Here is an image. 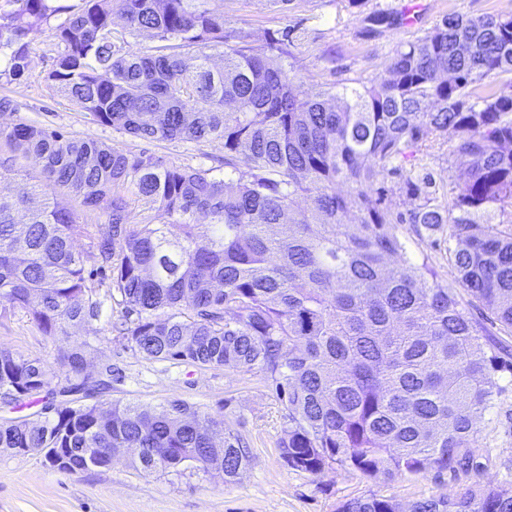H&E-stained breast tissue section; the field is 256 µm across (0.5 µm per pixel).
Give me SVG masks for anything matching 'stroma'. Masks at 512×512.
<instances>
[{"label":"stroma","mask_w":512,"mask_h":512,"mask_svg":"<svg viewBox=\"0 0 512 512\" xmlns=\"http://www.w3.org/2000/svg\"><path fill=\"white\" fill-rule=\"evenodd\" d=\"M231 27L256 35L297 26L291 48L292 75L305 85L330 86L344 79H370L381 73L397 45L416 40L447 14L468 17L512 15V0H291L280 9L273 0H215ZM378 9L407 13V25L367 32L365 17ZM61 16L50 18L30 45L29 70L15 80L0 74V98L13 108L0 112V125L25 122L67 136L91 138L113 148L163 158L193 167L219 165L221 143L146 142L97 122L55 88L46 75L63 49L56 36ZM111 311L97 327L101 362L113 369L104 402L159 405L180 398L224 417L225 428L245 441L250 464L235 482L222 474L190 466L165 474L135 471L126 457L107 467L68 473L52 467L44 454L0 453V512H336L349 499L371 495L400 507L446 493L512 486V373L490 412L476 422V445L464 468L429 471L390 481L333 466L312 474L287 465L279 443L284 435L283 407L263 374L231 367L201 368L188 363L143 359L111 333ZM70 342L44 336L23 312L0 318V348L54 363Z\"/></svg>","instance_id":"obj_1"}]
</instances>
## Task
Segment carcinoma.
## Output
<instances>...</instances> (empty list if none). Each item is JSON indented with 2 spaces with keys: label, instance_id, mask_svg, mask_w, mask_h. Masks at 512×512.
I'll return each mask as SVG.
<instances>
[{
  "label": "carcinoma",
  "instance_id": "carcinoma-1",
  "mask_svg": "<svg viewBox=\"0 0 512 512\" xmlns=\"http://www.w3.org/2000/svg\"><path fill=\"white\" fill-rule=\"evenodd\" d=\"M212 2L0 0V56L14 78L28 71L29 37L63 14L64 50L46 76L55 89L140 140L224 145V168H194L25 122L0 127V178L20 158L39 166L0 196V316L21 310L51 337L87 328L53 364L0 349V405L65 397L34 419L1 421L0 452H41L70 472L129 448L145 473L208 471L221 458L228 483L247 466L223 417L183 399L74 398L108 387L112 365L93 382L82 373L110 300L116 331L144 359L271 380L294 469L337 464L383 479L455 470L505 390L497 337L512 336V220L492 214L512 210V16L447 15L369 82L305 90L285 65L293 29L260 41L226 29ZM408 21L383 9L365 18L370 31ZM143 32L156 53L133 50ZM450 130L467 178L438 186L427 161ZM392 179L412 208L384 206ZM59 191L103 212L108 231L55 202ZM134 198L154 214L135 221ZM352 211L358 222L347 224ZM396 224L419 237L448 228V263L486 317L462 307L429 257L408 255ZM89 259L108 280L102 295ZM337 512L401 510L370 496ZM409 512H512V488L419 500Z\"/></svg>",
  "mask_w": 512,
  "mask_h": 512
}]
</instances>
